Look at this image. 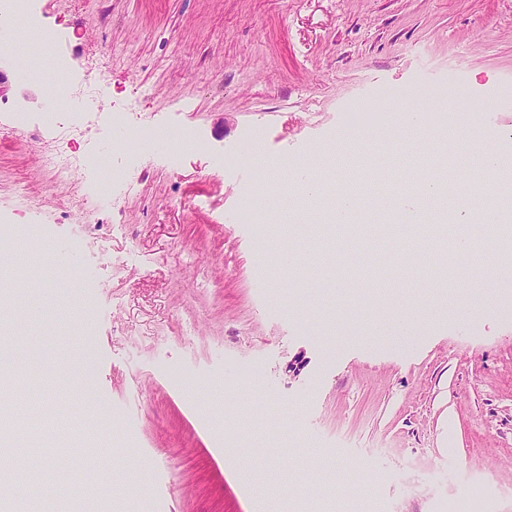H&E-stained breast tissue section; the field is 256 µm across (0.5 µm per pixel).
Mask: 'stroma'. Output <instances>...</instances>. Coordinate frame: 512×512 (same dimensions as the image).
I'll use <instances>...</instances> for the list:
<instances>
[{"instance_id":"stroma-1","label":"stroma","mask_w":512,"mask_h":512,"mask_svg":"<svg viewBox=\"0 0 512 512\" xmlns=\"http://www.w3.org/2000/svg\"><path fill=\"white\" fill-rule=\"evenodd\" d=\"M37 20L76 77L106 68L120 117L64 149L136 189L80 223L86 180H55L39 125L10 120L79 88L46 90L23 34L0 54V322L50 411L31 430L0 408V455L95 496L0 512H441L470 478L512 512V279L445 265L452 205L423 231L395 209L418 118L436 170L465 184L492 156L484 187L512 194V0H38ZM460 85L481 135L453 155ZM387 156L402 183L375 198ZM307 165L358 189L356 244L300 202Z\"/></svg>"}]
</instances>
